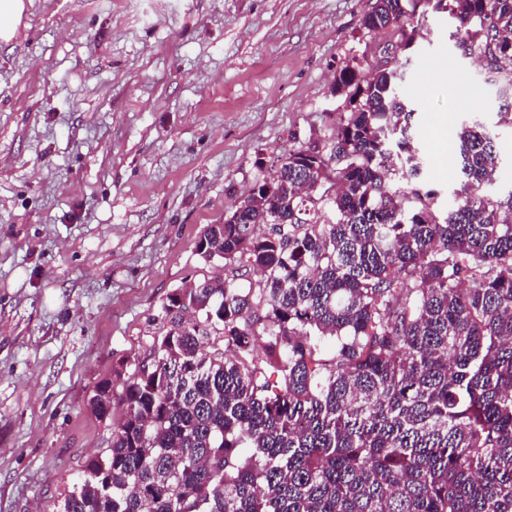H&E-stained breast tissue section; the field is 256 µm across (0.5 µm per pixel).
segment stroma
Segmentation results:
<instances>
[{
	"label": "stroma",
	"mask_w": 512,
	"mask_h": 512,
	"mask_svg": "<svg viewBox=\"0 0 512 512\" xmlns=\"http://www.w3.org/2000/svg\"><path fill=\"white\" fill-rule=\"evenodd\" d=\"M0 42V512H57L112 423L88 401L143 356L174 289L223 263L196 243L277 156L308 141L340 70L388 33L375 0H24ZM404 83L426 188L460 186L461 94L497 137L512 191V124L484 70L428 18Z\"/></svg>",
	"instance_id": "obj_1"
}]
</instances>
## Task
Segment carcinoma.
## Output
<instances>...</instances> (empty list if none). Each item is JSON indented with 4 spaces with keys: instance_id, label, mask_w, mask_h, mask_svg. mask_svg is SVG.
<instances>
[{
    "instance_id": "carcinoma-1",
    "label": "carcinoma",
    "mask_w": 512,
    "mask_h": 512,
    "mask_svg": "<svg viewBox=\"0 0 512 512\" xmlns=\"http://www.w3.org/2000/svg\"><path fill=\"white\" fill-rule=\"evenodd\" d=\"M431 13L512 95V0H375L361 26L405 51ZM404 81L353 59L344 111L207 225L227 273L175 289L149 355L96 386L122 415L58 512H512V192L476 119L453 204L422 190Z\"/></svg>"
}]
</instances>
